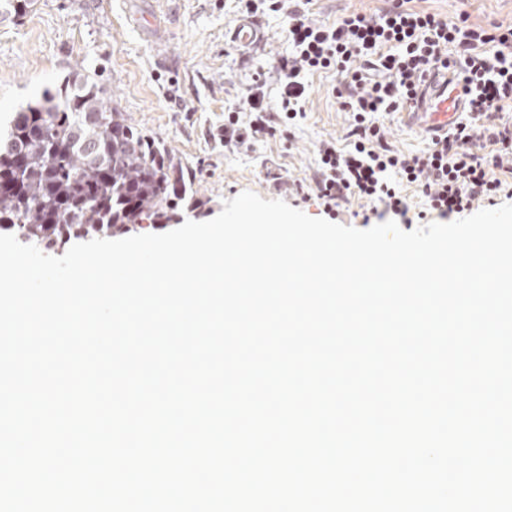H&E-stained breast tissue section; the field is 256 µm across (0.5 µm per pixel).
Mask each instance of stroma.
I'll list each match as a JSON object with an SVG mask.
<instances>
[{
	"mask_svg": "<svg viewBox=\"0 0 512 512\" xmlns=\"http://www.w3.org/2000/svg\"><path fill=\"white\" fill-rule=\"evenodd\" d=\"M262 0H37L32 11L0 21V116L25 105L69 72L98 74L105 100L133 126L160 139L193 176L201 209H180L170 228L207 221L242 191L281 199L309 216L313 202L293 196L294 181L310 177L320 142L343 146L350 116L330 89L335 75L309 81L307 117L291 136L247 147L220 140L224 113L243 106L253 62L267 78L288 49L283 17L261 11ZM428 12L467 14L473 25L512 24V0H417ZM263 41L241 48L228 37L247 7Z\"/></svg>",
	"mask_w": 512,
	"mask_h": 512,
	"instance_id": "1",
	"label": "stroma"
}]
</instances>
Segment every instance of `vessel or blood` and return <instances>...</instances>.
Wrapping results in <instances>:
<instances>
[{"label": "vessel or blood", "mask_w": 512, "mask_h": 512, "mask_svg": "<svg viewBox=\"0 0 512 512\" xmlns=\"http://www.w3.org/2000/svg\"><path fill=\"white\" fill-rule=\"evenodd\" d=\"M230 38L243 47L253 46L263 39L254 20L240 17ZM468 109V92L453 72H435L428 75L417 91L404 120L409 127L426 132H447Z\"/></svg>", "instance_id": "b4317fda"}]
</instances>
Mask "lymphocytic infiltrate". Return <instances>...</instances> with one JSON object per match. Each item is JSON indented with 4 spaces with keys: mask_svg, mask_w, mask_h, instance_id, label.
Returning <instances> with one entry per match:
<instances>
[{
    "mask_svg": "<svg viewBox=\"0 0 512 512\" xmlns=\"http://www.w3.org/2000/svg\"><path fill=\"white\" fill-rule=\"evenodd\" d=\"M310 0H268L287 20L288 51L276 67V99L254 77L245 110L224 118V143L273 138L305 119L310 76L334 73L331 92L352 122L347 144L319 148L312 184L296 181L300 196L315 195L325 211L352 198L366 201L363 223L455 221L478 204L512 201V25L475 27L465 15L415 9L411 0L367 14L349 12L316 21ZM454 68L469 90L467 117L415 153L395 149L386 124L410 107L424 74ZM419 197L414 209L411 197Z\"/></svg>",
    "mask_w": 512,
    "mask_h": 512,
    "instance_id": "f902f5d3",
    "label": "lymphocytic infiltrate"
}]
</instances>
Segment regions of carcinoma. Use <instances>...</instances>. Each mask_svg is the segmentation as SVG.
<instances>
[{
    "label": "carcinoma",
    "instance_id": "obj_1",
    "mask_svg": "<svg viewBox=\"0 0 512 512\" xmlns=\"http://www.w3.org/2000/svg\"><path fill=\"white\" fill-rule=\"evenodd\" d=\"M33 4L0 0V19ZM182 202L201 206L183 167L104 100L93 74L43 89L0 132V233L63 247L167 222Z\"/></svg>",
    "mask_w": 512,
    "mask_h": 512
}]
</instances>
